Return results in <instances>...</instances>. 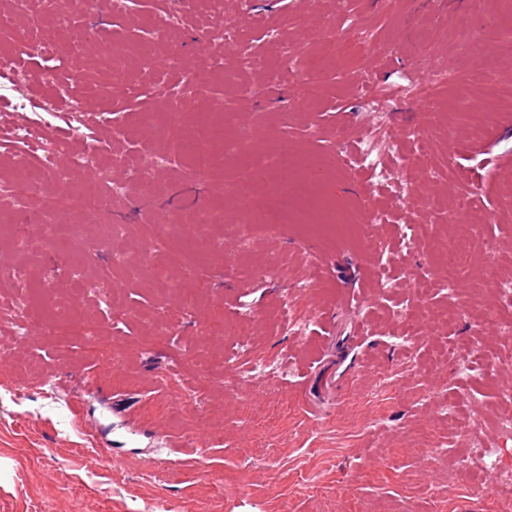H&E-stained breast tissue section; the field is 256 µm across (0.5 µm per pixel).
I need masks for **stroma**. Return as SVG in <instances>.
<instances>
[{
	"label": "stroma",
	"mask_w": 512,
	"mask_h": 512,
	"mask_svg": "<svg viewBox=\"0 0 512 512\" xmlns=\"http://www.w3.org/2000/svg\"><path fill=\"white\" fill-rule=\"evenodd\" d=\"M72 2L54 0L65 33L49 54L11 74L34 109L0 102V512H498L493 491L512 481V440L494 428L512 333L485 281L512 289V0H224L221 18L258 46L251 67L209 37L218 17L202 0ZM481 41L498 48L491 66L470 51ZM294 45L344 62L319 99L286 58ZM117 47L127 72L108 86ZM145 52L161 86L140 77ZM425 87L449 135L413 153L411 180L342 164L369 144L397 167L426 125ZM70 93L81 111L68 112ZM212 112L228 113L227 134L193 177L172 143ZM381 127L390 138L372 141ZM23 129L56 158L39 189L97 183L106 206L62 205L55 223L16 231ZM281 137L336 210L385 213L376 242L242 212L227 186ZM462 189L496 244L459 277L476 318L436 284ZM204 207L207 255L168 270ZM109 224L126 235L107 239ZM424 275L434 284L415 295ZM58 309L72 335L47 334ZM405 334L415 351L397 344ZM480 440L500 446L496 469ZM450 446L466 451V483L448 480Z\"/></svg>",
	"instance_id": "obj_1"
}]
</instances>
